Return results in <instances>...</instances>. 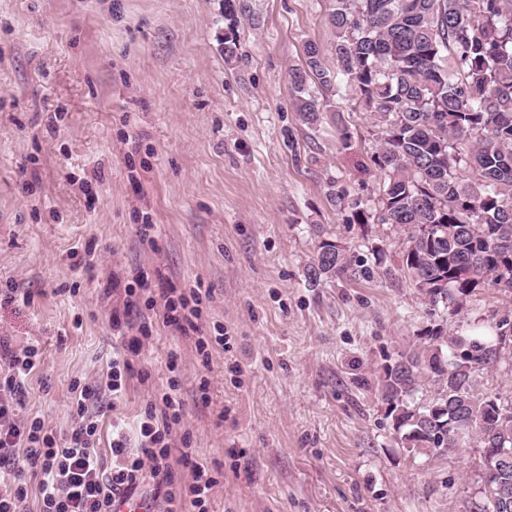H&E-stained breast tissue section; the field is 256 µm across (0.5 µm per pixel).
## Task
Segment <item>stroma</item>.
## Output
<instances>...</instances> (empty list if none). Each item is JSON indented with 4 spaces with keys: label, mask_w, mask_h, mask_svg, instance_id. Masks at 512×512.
Instances as JSON below:
<instances>
[{
    "label": "stroma",
    "mask_w": 512,
    "mask_h": 512,
    "mask_svg": "<svg viewBox=\"0 0 512 512\" xmlns=\"http://www.w3.org/2000/svg\"><path fill=\"white\" fill-rule=\"evenodd\" d=\"M234 4L0 0V289L33 298L0 301V336L41 351L23 410L68 432L73 382L104 388L123 346L111 280L141 274L209 298L194 336L152 315L137 377L99 415L102 446L167 390L174 352L184 411L173 436L190 434L224 468L213 512H465L479 449L412 460L377 372L426 326L512 334V295L486 287L456 313L426 306L399 272L404 232L377 219L373 112L350 85L314 88L315 124L294 112L290 68L306 44L336 66L332 0ZM358 209L374 223H355ZM324 239L370 277L308 285ZM220 330L229 348L201 363L196 336Z\"/></svg>",
    "instance_id": "obj_1"
}]
</instances>
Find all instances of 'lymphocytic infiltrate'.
<instances>
[{
	"instance_id": "obj_1",
	"label": "lymphocytic infiltrate",
	"mask_w": 512,
	"mask_h": 512,
	"mask_svg": "<svg viewBox=\"0 0 512 512\" xmlns=\"http://www.w3.org/2000/svg\"><path fill=\"white\" fill-rule=\"evenodd\" d=\"M200 302V291L169 289L164 324L183 334L196 330ZM133 331L110 365L107 389L116 397L135 375L130 357L150 337L151 325L142 322ZM38 362L37 346L14 348L0 340V512H28L32 498L38 512H113L115 495L136 496L145 487L161 494L162 512H210L213 490L224 473L205 465L189 440L172 443V427L183 412L179 376L170 378L160 404L145 408L137 446H130L122 429L113 431L106 464L89 387L76 392L73 424L63 437L47 434L40 419L21 415L22 397Z\"/></svg>"
}]
</instances>
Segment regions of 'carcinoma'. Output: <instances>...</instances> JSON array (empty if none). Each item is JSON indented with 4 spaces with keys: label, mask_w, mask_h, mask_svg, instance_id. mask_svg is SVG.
I'll use <instances>...</instances> for the list:
<instances>
[{
    "label": "carcinoma",
    "mask_w": 512,
    "mask_h": 512,
    "mask_svg": "<svg viewBox=\"0 0 512 512\" xmlns=\"http://www.w3.org/2000/svg\"><path fill=\"white\" fill-rule=\"evenodd\" d=\"M336 69L306 46L292 69V104L313 124L324 111L308 82L355 86L382 126L370 161L381 176V220L406 234L402 271L431 307L457 310L475 291L512 292V0H334ZM363 273L324 240L308 284ZM507 332L448 339L423 329L379 371L392 429L414 457L475 444L481 496L467 512H512V400L476 377L502 359Z\"/></svg>",
    "instance_id": "cac0c4a2"
}]
</instances>
